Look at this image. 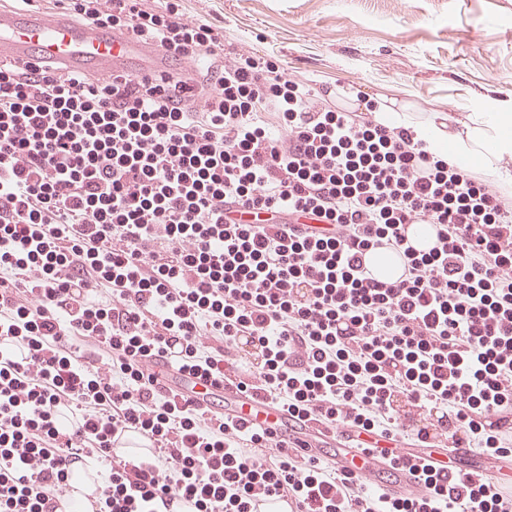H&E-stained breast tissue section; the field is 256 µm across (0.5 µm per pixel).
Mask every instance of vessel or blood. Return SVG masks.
I'll return each instance as SVG.
<instances>
[{"label":"vessel or blood","instance_id":"vessel-or-blood-1","mask_svg":"<svg viewBox=\"0 0 512 512\" xmlns=\"http://www.w3.org/2000/svg\"><path fill=\"white\" fill-rule=\"evenodd\" d=\"M139 58L142 72L151 75L165 70L164 50L131 36L80 26L63 13L47 16L38 12L0 11V60L37 59L48 65H61L71 71L95 72L109 76ZM224 393L232 402L231 413L238 421H263L279 425L286 413L240 394L233 384Z\"/></svg>","mask_w":512,"mask_h":512}]
</instances>
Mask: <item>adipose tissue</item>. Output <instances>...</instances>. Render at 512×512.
<instances>
[{
  "label": "adipose tissue",
  "mask_w": 512,
  "mask_h": 512,
  "mask_svg": "<svg viewBox=\"0 0 512 512\" xmlns=\"http://www.w3.org/2000/svg\"><path fill=\"white\" fill-rule=\"evenodd\" d=\"M419 138L447 158L449 165L464 169L478 166L480 172L496 182L502 190L512 189V116L494 112L457 117L441 115L412 121Z\"/></svg>",
  "instance_id": "ef3b65f1"
}]
</instances>
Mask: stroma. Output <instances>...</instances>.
Instances as JSON below:
<instances>
[{
    "instance_id": "35a3bbf8",
    "label": "stroma",
    "mask_w": 512,
    "mask_h": 512,
    "mask_svg": "<svg viewBox=\"0 0 512 512\" xmlns=\"http://www.w3.org/2000/svg\"><path fill=\"white\" fill-rule=\"evenodd\" d=\"M226 47L278 57L288 78L399 115L512 113V0H184Z\"/></svg>"
}]
</instances>
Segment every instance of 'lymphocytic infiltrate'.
Listing matches in <instances>:
<instances>
[{
	"mask_svg": "<svg viewBox=\"0 0 512 512\" xmlns=\"http://www.w3.org/2000/svg\"><path fill=\"white\" fill-rule=\"evenodd\" d=\"M55 2L195 78L0 63V512H54L76 463L110 467L98 512L274 495L298 512H512L511 475L472 479L445 452L512 462V198L275 57L226 54L183 0ZM405 224L433 226L428 253ZM369 248L402 252L404 273L370 277ZM164 361L233 378L295 427L341 426L351 458L386 460L380 485L167 396ZM128 429L150 454L113 455ZM405 466L423 497L390 492Z\"/></svg>",
	"mask_w": 512,
	"mask_h": 512,
	"instance_id": "f902f5d3",
	"label": "lymphocytic infiltrate"
}]
</instances>
